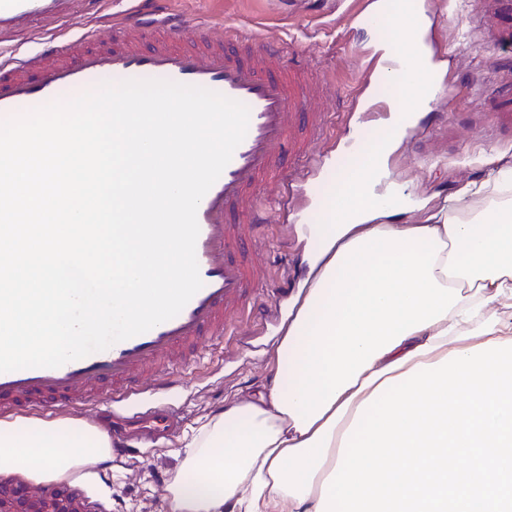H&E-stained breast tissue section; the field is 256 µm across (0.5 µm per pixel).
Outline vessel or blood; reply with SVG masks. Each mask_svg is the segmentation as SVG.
Returning <instances> with one entry per match:
<instances>
[{
  "mask_svg": "<svg viewBox=\"0 0 512 512\" xmlns=\"http://www.w3.org/2000/svg\"><path fill=\"white\" fill-rule=\"evenodd\" d=\"M63 0H0V30L39 21ZM184 22L164 11H149L144 0H127L124 22L110 41L91 45L85 31L49 40L22 55L0 54V120L50 102L66 101L113 81L169 80L198 86L246 105L245 138L204 195L197 210L195 254L202 288L181 312L149 331L117 342L57 368L0 372V416L23 408L68 405L107 396L114 430L130 444L146 446L169 436L179 412L168 403L182 378L154 375L156 365L185 363L211 340L228 333L227 315L250 319L270 315L254 299L250 256L268 213L257 193L265 182L283 186V201L321 171L323 159L308 156L293 173L279 149L293 136L308 110L299 81L272 72L279 52L261 32L233 28L216 40L208 27L196 42L173 46ZM371 73L397 82L409 74L397 54L369 51Z\"/></svg>",
  "mask_w": 512,
  "mask_h": 512,
  "instance_id": "obj_1",
  "label": "vessel or blood"
}]
</instances>
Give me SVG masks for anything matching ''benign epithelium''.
<instances>
[{
    "label": "benign epithelium",
    "mask_w": 512,
    "mask_h": 512,
    "mask_svg": "<svg viewBox=\"0 0 512 512\" xmlns=\"http://www.w3.org/2000/svg\"><path fill=\"white\" fill-rule=\"evenodd\" d=\"M0 512H89L75 493L0 479Z\"/></svg>",
    "instance_id": "1"
}]
</instances>
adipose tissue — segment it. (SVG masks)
Segmentation results:
<instances>
[{
  "label": "adipose tissue",
  "mask_w": 512,
  "mask_h": 512,
  "mask_svg": "<svg viewBox=\"0 0 512 512\" xmlns=\"http://www.w3.org/2000/svg\"><path fill=\"white\" fill-rule=\"evenodd\" d=\"M402 131L346 175L317 227L312 282L259 398L232 403L186 444L167 512H316L343 433L386 379L452 351L512 339V169L463 187L426 224H394L408 200L377 196ZM109 436L44 421L0 423V467L56 480L108 458Z\"/></svg>",
  "instance_id": "ef3b65f1"
}]
</instances>
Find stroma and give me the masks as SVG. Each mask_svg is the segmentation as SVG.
<instances>
[{"label":"stroma","instance_id":"1","mask_svg":"<svg viewBox=\"0 0 512 512\" xmlns=\"http://www.w3.org/2000/svg\"><path fill=\"white\" fill-rule=\"evenodd\" d=\"M430 20L428 39L445 47L441 79L447 91L437 97L435 108L442 124L427 133L423 144L403 138L389 158L393 182L401 185L415 202L413 209L396 216L399 224H422L460 188L481 181L497 165L512 167V130L499 127L493 115L492 92L512 82V68L502 65V52L486 36V23L500 18L490 0H427ZM163 9L186 20L184 43H191L195 27L208 25L214 38L224 36L225 22L261 28L283 48L276 62L280 71L311 64L321 92L313 103L326 114V133L311 138L308 148L336 158L349 136L340 119L352 111L356 95L367 81L361 54L397 33L396 27L367 29L354 14L359 0H161ZM119 0H104L92 9L87 0H72L65 19L39 22L34 31L1 47H40L47 35L63 39L95 29L98 39L109 40L105 21L120 10ZM336 175L328 173L307 200H293L292 218H283L281 188L275 183L261 187L270 202L264 263L256 274L264 283L259 302L275 301L276 289L286 275H293L299 292L279 301L283 313L297 308L309 275L308 255L312 231L321 221V207L336 193ZM287 321L238 323L232 335L203 350L181 372L182 387L170 401L181 413V425L158 448H144L139 459L112 465L86 461L83 469L98 481L89 486L70 479L62 485L85 499L90 512H166L165 497L171 478L181 469L186 435L206 418L223 411L229 400L257 397L271 384L276 369V349ZM19 420L38 423L64 421L75 426L107 428L93 406L76 404L53 410L19 412Z\"/></svg>","mask_w":512,"mask_h":512}]
</instances>
